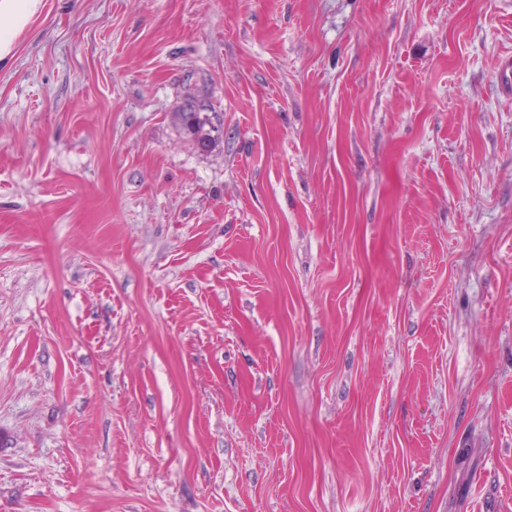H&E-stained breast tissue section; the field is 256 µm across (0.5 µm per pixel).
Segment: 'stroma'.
Segmentation results:
<instances>
[{
    "mask_svg": "<svg viewBox=\"0 0 512 512\" xmlns=\"http://www.w3.org/2000/svg\"><path fill=\"white\" fill-rule=\"evenodd\" d=\"M0 512H512V0H43Z\"/></svg>",
    "mask_w": 512,
    "mask_h": 512,
    "instance_id": "stroma-1",
    "label": "stroma"
}]
</instances>
